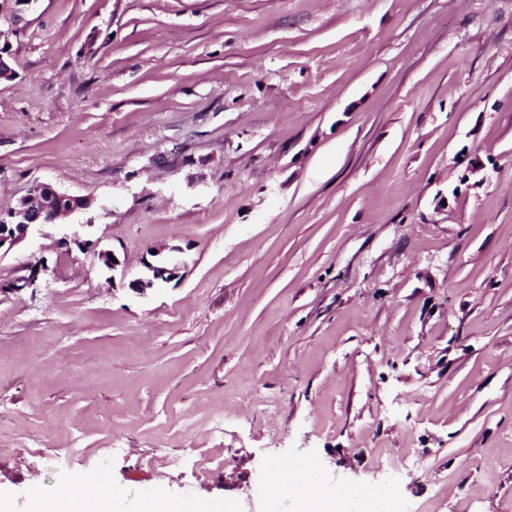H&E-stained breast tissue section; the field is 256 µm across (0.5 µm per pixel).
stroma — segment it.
I'll return each mask as SVG.
<instances>
[{
    "label": "stroma",
    "instance_id": "35a3bbf8",
    "mask_svg": "<svg viewBox=\"0 0 512 512\" xmlns=\"http://www.w3.org/2000/svg\"><path fill=\"white\" fill-rule=\"evenodd\" d=\"M0 499L512 512V0H35L0 15ZM90 241L62 253L58 240ZM179 279L137 293L150 249ZM122 265L105 269L100 250ZM88 206V201L62 193L51 184H33L9 211L7 224L0 216V252L4 248L9 251L24 240L33 226L55 223ZM92 485H90V484ZM119 494L112 487L79 478L55 496L34 499L35 512H115ZM283 501L290 500L300 506L301 512H349L346 498H333L321 495L315 489L294 487L288 495L282 496Z\"/></svg>",
    "mask_w": 512,
    "mask_h": 512
}]
</instances>
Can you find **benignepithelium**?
I'll return each instance as SVG.
<instances>
[{"label": "benign epithelium", "instance_id": "7a95c632", "mask_svg": "<svg viewBox=\"0 0 512 512\" xmlns=\"http://www.w3.org/2000/svg\"><path fill=\"white\" fill-rule=\"evenodd\" d=\"M10 32L0 30V80H9L14 71L11 67L12 54L4 48L10 44ZM89 206V202L76 196L58 191L48 183H35L28 193L18 200V203L9 213V222L0 225V250H11L24 240L31 229L36 225L52 224L73 212ZM151 278L144 280L137 278L129 283V287L142 292L153 286L154 282H170L180 277L184 262L175 257H167L156 264H146ZM28 275L7 285H0V292L4 289L21 291L36 284L40 275L48 272L47 264L39 260L27 267Z\"/></svg>", "mask_w": 512, "mask_h": 512}]
</instances>
